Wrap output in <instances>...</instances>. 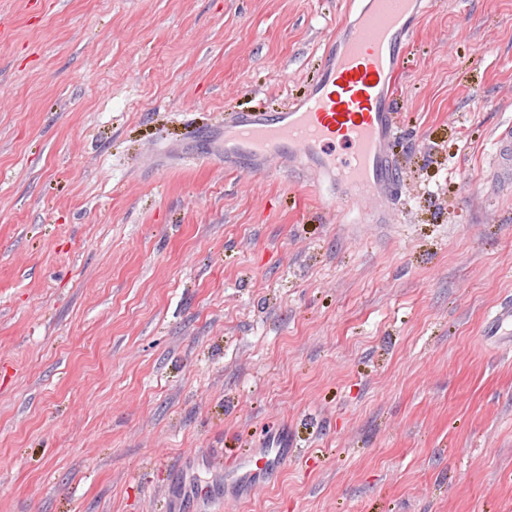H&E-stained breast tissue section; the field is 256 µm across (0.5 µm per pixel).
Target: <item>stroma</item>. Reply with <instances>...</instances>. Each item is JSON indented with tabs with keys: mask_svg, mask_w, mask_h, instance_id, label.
I'll use <instances>...</instances> for the list:
<instances>
[{
	"mask_svg": "<svg viewBox=\"0 0 512 512\" xmlns=\"http://www.w3.org/2000/svg\"><path fill=\"white\" fill-rule=\"evenodd\" d=\"M342 0H0V512H512V0H438L390 231L224 161ZM296 453L251 493L229 463ZM487 184L492 192L512 189V125L506 123L496 135L488 162ZM489 332L492 336L512 335V304L505 303L498 307L497 312L489 323Z\"/></svg>",
	"mask_w": 512,
	"mask_h": 512,
	"instance_id": "obj_1",
	"label": "stroma"
}]
</instances>
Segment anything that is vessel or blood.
<instances>
[{
  "mask_svg": "<svg viewBox=\"0 0 512 512\" xmlns=\"http://www.w3.org/2000/svg\"><path fill=\"white\" fill-rule=\"evenodd\" d=\"M433 5L434 0H358L328 37L332 51L319 79L286 110L243 112L225 123V152L279 159L324 174L337 189L332 208L354 210L361 222L392 226L395 216L386 201L399 180L390 152L396 78L411 19ZM487 184L496 193L512 189L511 124L494 139ZM489 331L512 335V304L499 306ZM287 456L282 446L259 448L238 458L237 471L258 477Z\"/></svg>",
  "mask_w": 512,
  "mask_h": 512,
  "instance_id": "1",
  "label": "vessel or blood"
}]
</instances>
